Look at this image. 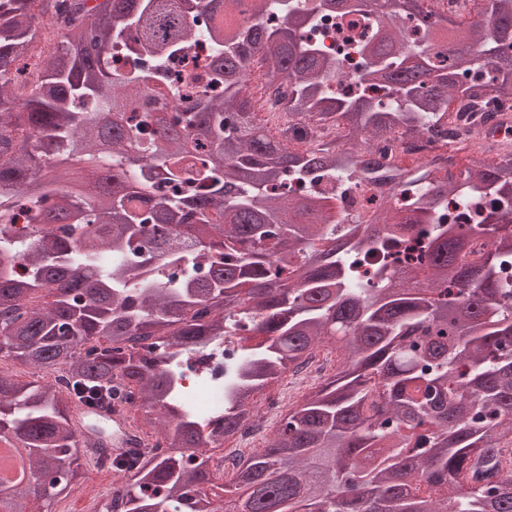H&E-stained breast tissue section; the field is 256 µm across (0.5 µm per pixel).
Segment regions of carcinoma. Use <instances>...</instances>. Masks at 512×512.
I'll return each instance as SVG.
<instances>
[{"label": "carcinoma", "mask_w": 512, "mask_h": 512, "mask_svg": "<svg viewBox=\"0 0 512 512\" xmlns=\"http://www.w3.org/2000/svg\"><path fill=\"white\" fill-rule=\"evenodd\" d=\"M419 2L0 0V352L67 376L61 391L0 368V443L21 446L29 477L0 486V512L82 488L74 400L133 406L169 444L100 463L130 480L123 512H512V149L473 150L439 182L378 148L395 130L443 136L455 100L474 113L512 98V0L465 25ZM338 9L376 18L356 79L384 96L332 93L340 60L302 41L314 12ZM458 37L467 50H446ZM41 38L53 50L16 81ZM198 40L209 83L183 96L165 63ZM262 47L288 83L275 134L248 112ZM117 51L154 71L113 67ZM311 117L343 118V141L290 149ZM323 179L384 181L406 203L342 224L340 199L312 188ZM452 197L489 201L490 223H435ZM475 234L491 243L474 263ZM410 237L425 240L416 258ZM224 336L241 355L224 412L201 419L177 362ZM327 345L336 373L234 459L228 499L208 492L204 443L237 434L270 380Z\"/></svg>", "instance_id": "1"}]
</instances>
